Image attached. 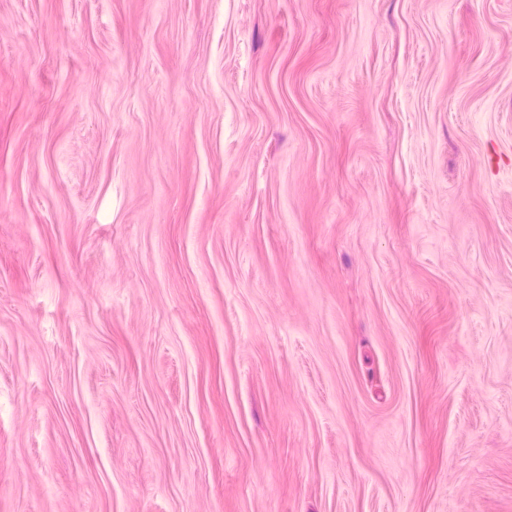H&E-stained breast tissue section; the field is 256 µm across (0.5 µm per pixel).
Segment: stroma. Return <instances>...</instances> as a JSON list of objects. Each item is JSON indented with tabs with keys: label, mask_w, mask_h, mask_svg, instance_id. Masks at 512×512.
Listing matches in <instances>:
<instances>
[{
	"label": "stroma",
	"mask_w": 512,
	"mask_h": 512,
	"mask_svg": "<svg viewBox=\"0 0 512 512\" xmlns=\"http://www.w3.org/2000/svg\"><path fill=\"white\" fill-rule=\"evenodd\" d=\"M0 512H512V0H0Z\"/></svg>",
	"instance_id": "1"
}]
</instances>
